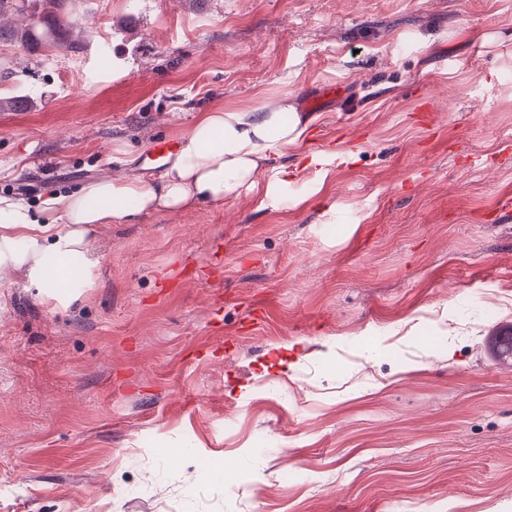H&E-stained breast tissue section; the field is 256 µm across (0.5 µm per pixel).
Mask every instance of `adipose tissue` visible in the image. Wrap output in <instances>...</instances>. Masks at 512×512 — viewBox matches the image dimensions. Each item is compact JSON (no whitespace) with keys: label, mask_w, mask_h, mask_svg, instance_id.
Segmentation results:
<instances>
[{"label":"adipose tissue","mask_w":512,"mask_h":512,"mask_svg":"<svg viewBox=\"0 0 512 512\" xmlns=\"http://www.w3.org/2000/svg\"><path fill=\"white\" fill-rule=\"evenodd\" d=\"M311 123L285 98L260 111L215 109L198 117L158 180H93L37 208L0 195V268L25 269L44 288L65 287L87 273L95 225L131 224L145 213L183 212L257 190L260 171L271 159L287 158Z\"/></svg>","instance_id":"1"}]
</instances>
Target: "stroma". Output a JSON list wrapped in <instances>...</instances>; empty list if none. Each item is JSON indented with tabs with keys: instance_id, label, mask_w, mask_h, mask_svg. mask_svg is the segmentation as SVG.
I'll use <instances>...</instances> for the list:
<instances>
[{
	"instance_id": "stroma-1",
	"label": "stroma",
	"mask_w": 512,
	"mask_h": 512,
	"mask_svg": "<svg viewBox=\"0 0 512 512\" xmlns=\"http://www.w3.org/2000/svg\"><path fill=\"white\" fill-rule=\"evenodd\" d=\"M0 42V194L149 177L199 113L313 119L261 191L0 271V512H512V0H74ZM72 0H0V19L11 13L29 17V23L20 27H6L0 23V41L15 43L30 54L51 47L73 48V24L68 17ZM10 13V14H11Z\"/></svg>"
}]
</instances>
